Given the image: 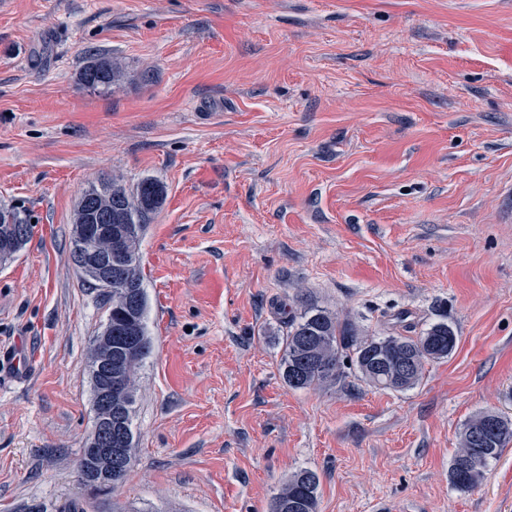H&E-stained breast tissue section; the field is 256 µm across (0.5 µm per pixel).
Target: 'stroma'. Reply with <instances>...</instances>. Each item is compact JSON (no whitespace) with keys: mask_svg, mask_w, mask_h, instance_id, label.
I'll return each mask as SVG.
<instances>
[{"mask_svg":"<svg viewBox=\"0 0 512 512\" xmlns=\"http://www.w3.org/2000/svg\"><path fill=\"white\" fill-rule=\"evenodd\" d=\"M126 78L80 82L97 57ZM166 187L140 247L152 357L136 460L90 495V348L109 302L71 257L82 192ZM0 512H512V444L449 467L477 412L512 418V0H0ZM379 333L445 320L405 392L289 388L286 311ZM24 346L26 374L4 359ZM319 477L310 469L294 472L274 497L271 512H317Z\"/></svg>","mask_w":512,"mask_h":512,"instance_id":"obj_1","label":"stroma"}]
</instances>
